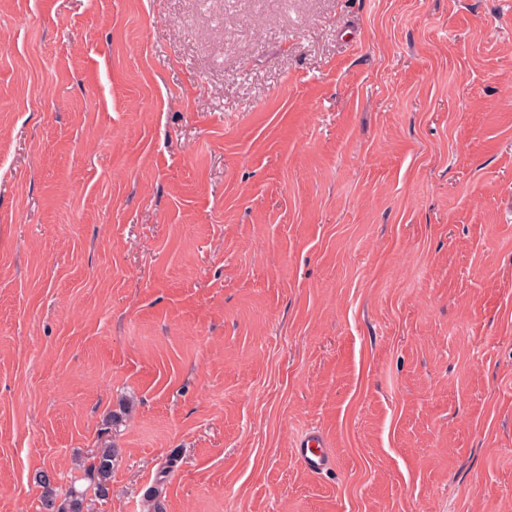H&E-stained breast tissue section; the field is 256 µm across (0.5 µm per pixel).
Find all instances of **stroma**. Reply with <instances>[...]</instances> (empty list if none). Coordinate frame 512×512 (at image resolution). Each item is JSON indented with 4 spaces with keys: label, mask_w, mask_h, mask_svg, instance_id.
<instances>
[{
    "label": "stroma",
    "mask_w": 512,
    "mask_h": 512,
    "mask_svg": "<svg viewBox=\"0 0 512 512\" xmlns=\"http://www.w3.org/2000/svg\"><path fill=\"white\" fill-rule=\"evenodd\" d=\"M43 470L512 512V0H0V512ZM300 463L310 472L322 474L334 468V458L316 432H306L295 444ZM118 455V448H102L84 464V475L93 483L95 494L100 498L109 496L112 470Z\"/></svg>",
    "instance_id": "35a3bbf8"
}]
</instances>
